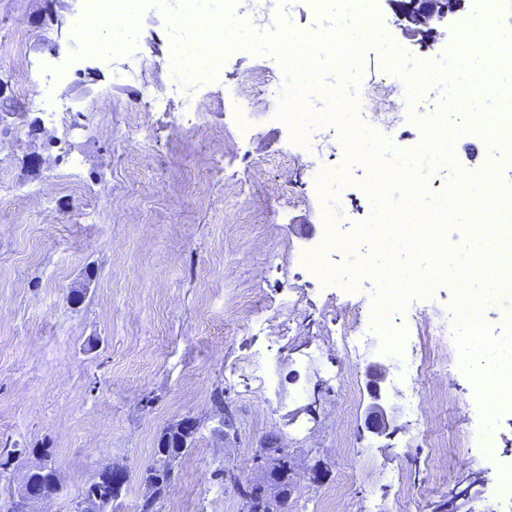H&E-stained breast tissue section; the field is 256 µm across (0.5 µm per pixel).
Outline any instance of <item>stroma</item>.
<instances>
[{"mask_svg":"<svg viewBox=\"0 0 512 512\" xmlns=\"http://www.w3.org/2000/svg\"><path fill=\"white\" fill-rule=\"evenodd\" d=\"M84 9L0 0V78L16 111L0 130V449L11 452L0 501L46 448L62 486L43 512H72L115 461L129 470L116 512H137L160 431L192 415L201 428L159 512H240L211 474L255 479L252 457L270 445L299 468L323 467L320 481L299 478L288 512H436L476 476L486 479L476 512H512L495 476L512 456V417H496L489 447L470 444L482 416L458 348L423 341L391 358L401 429L386 445L361 432L364 372L382 339L343 351L337 334L356 312L296 257L321 243L322 209L345 233L368 220L366 166L351 164L348 183L318 198L310 156L274 106H258L239 135L232 94L257 95L261 67L285 78L268 54L229 55L193 86L205 112L185 128L179 99L163 112L141 97L146 85L166 91L169 15L142 0L112 33L120 57L79 50L72 21ZM127 59L144 63L138 80L123 79ZM52 102L63 123L49 124ZM218 387L234 414L223 435Z\"/></svg>","mask_w":512,"mask_h":512,"instance_id":"1","label":"stroma"}]
</instances>
